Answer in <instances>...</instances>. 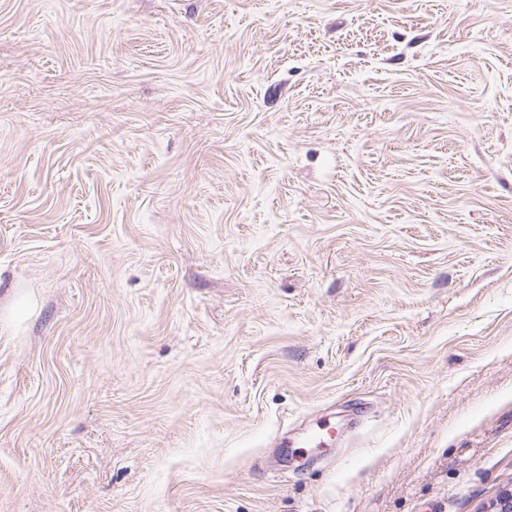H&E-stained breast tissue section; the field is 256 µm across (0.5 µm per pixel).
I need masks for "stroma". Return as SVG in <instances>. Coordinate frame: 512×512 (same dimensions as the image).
I'll use <instances>...</instances> for the list:
<instances>
[{"instance_id":"stroma-1","label":"stroma","mask_w":512,"mask_h":512,"mask_svg":"<svg viewBox=\"0 0 512 512\" xmlns=\"http://www.w3.org/2000/svg\"><path fill=\"white\" fill-rule=\"evenodd\" d=\"M510 490L512 0H0V512ZM336 438V427L330 420H323L317 424L316 428L311 432L310 436L303 441L297 442L296 444L288 442L285 443V447L291 446L290 448H297L293 453H299L302 448H321L327 444V442L334 441ZM293 445H300L294 447Z\"/></svg>"}]
</instances>
